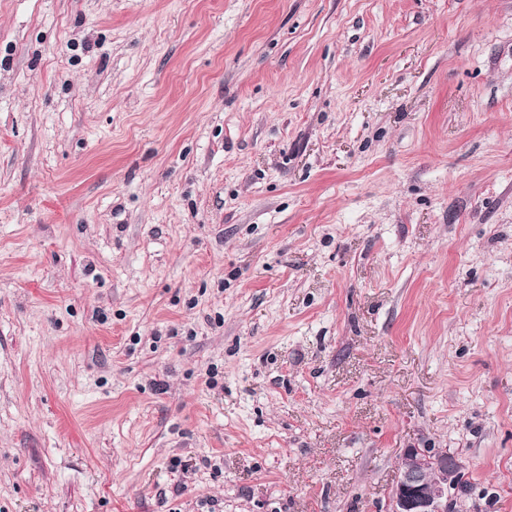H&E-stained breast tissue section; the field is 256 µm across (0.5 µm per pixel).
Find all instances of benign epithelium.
Wrapping results in <instances>:
<instances>
[{
	"mask_svg": "<svg viewBox=\"0 0 512 512\" xmlns=\"http://www.w3.org/2000/svg\"><path fill=\"white\" fill-rule=\"evenodd\" d=\"M464 466L446 448H407L388 497L387 512H448L449 492Z\"/></svg>",
	"mask_w": 512,
	"mask_h": 512,
	"instance_id": "1",
	"label": "benign epithelium"
}]
</instances>
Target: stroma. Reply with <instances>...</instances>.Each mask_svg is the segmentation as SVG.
Instances as JSON below:
<instances>
[{
  "mask_svg": "<svg viewBox=\"0 0 512 512\" xmlns=\"http://www.w3.org/2000/svg\"><path fill=\"white\" fill-rule=\"evenodd\" d=\"M512 512V0H0V512ZM464 466L445 448H408L388 497V512H448Z\"/></svg>",
  "mask_w": 512,
  "mask_h": 512,
  "instance_id": "35a3bbf8",
  "label": "stroma"
}]
</instances>
